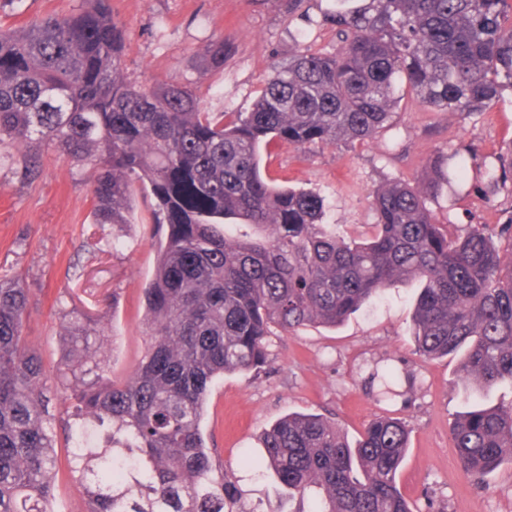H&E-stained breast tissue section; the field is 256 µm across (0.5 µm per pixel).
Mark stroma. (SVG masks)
Returning <instances> with one entry per match:
<instances>
[{"instance_id":"obj_1","label":"stroma","mask_w":512,"mask_h":512,"mask_svg":"<svg viewBox=\"0 0 512 512\" xmlns=\"http://www.w3.org/2000/svg\"><path fill=\"white\" fill-rule=\"evenodd\" d=\"M126 30L125 72L139 85L191 81L214 112L251 111L272 66L297 48L331 51L336 29L325 13L330 0H110ZM85 0H0V28L30 18L77 13ZM224 44V66L203 58ZM512 143V90L503 89L492 110L458 116L432 111L410 97L397 104L389 127L369 143L271 145L262 171L271 182L318 192L325 220L346 241H361L377 221L371 195L394 180L415 182L437 153L457 155L467 178L430 201L438 223L456 235L512 216V193L491 194L495 158ZM93 186L87 171L48 151L36 180L0 168V278L19 279L30 297L25 333L46 366L49 410L55 414V512H85L69 463L60 372L70 342L68 328L90 329L88 346L101 372L128 377L147 350L144 286L156 251L150 199L137 195L129 224L90 221ZM420 283L389 289L336 327L311 324L268 341L269 364L260 374L216 378L201 429L228 475L240 478L246 512H297L273 471L245 470L242 461L262 454L260 438L292 412L321 415L357 437L376 418L402 419L410 448L398 474L414 512H512V466L503 465L480 487L461 471L450 431L473 398L456 380L459 358L427 360L415 352L412 317ZM391 363L413 378V389L389 400L368 383L373 367Z\"/></svg>"}]
</instances>
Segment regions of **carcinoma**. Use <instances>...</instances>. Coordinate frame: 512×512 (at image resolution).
<instances>
[{
    "label": "carcinoma",
    "instance_id": "carcinoma-1",
    "mask_svg": "<svg viewBox=\"0 0 512 512\" xmlns=\"http://www.w3.org/2000/svg\"><path fill=\"white\" fill-rule=\"evenodd\" d=\"M0 31V165L38 177L53 147L88 168L96 224H129L136 192L152 199L157 263L145 287L151 341L123 380L89 367L87 335L65 354L71 471L86 512H242L237 481L201 431L213 379L258 373L273 329L336 326L407 280L422 282L416 351L462 353L458 380L512 384V216L456 237L427 207L466 165L441 154L414 184L373 195L367 243L324 221V199L275 188L262 146L367 142L389 125L400 86L421 105L487 112L512 88V0H334L336 52L299 49L271 69L249 112H210L190 83L130 81L110 0ZM20 146V158L9 148ZM488 188L512 183V144ZM27 290L0 279V512H53L55 416L47 371L24 334ZM394 393L402 372L387 365ZM478 484L512 465V406L476 408L451 432ZM249 468L275 472L307 512H413L396 476L406 426L384 417L354 441L317 414L266 430Z\"/></svg>",
    "mask_w": 512,
    "mask_h": 512
}]
</instances>
